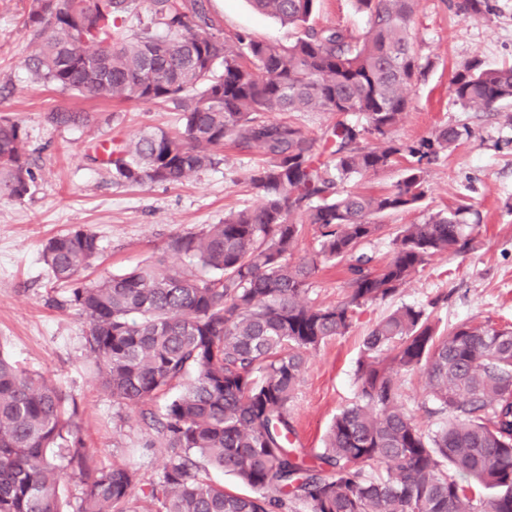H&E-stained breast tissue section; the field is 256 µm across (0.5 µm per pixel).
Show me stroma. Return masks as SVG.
<instances>
[{"label":"stroma","mask_w":512,"mask_h":512,"mask_svg":"<svg viewBox=\"0 0 512 512\" xmlns=\"http://www.w3.org/2000/svg\"><path fill=\"white\" fill-rule=\"evenodd\" d=\"M456 2L416 4L414 33L432 67L412 92L394 137L413 143L444 126L469 127L472 136L429 165L424 199L414 209L383 217L382 229L363 250L387 258L401 226L462 197L481 222L469 251L432 257L397 295L362 309L346 335L311 353L289 405L291 443L311 455L320 452L333 418L358 394L357 361L369 327L398 306L435 303L433 319L444 333L464 322L512 325V121L502 112L465 110L448 93L454 73L472 59L492 67L512 63V0H487L478 19L458 14ZM30 5L0 0V116L26 130L36 176L23 198L0 199V354L62 389L89 465L124 464L148 483L161 476L166 453L145 447L151 431L141 406L114 400L99 386L84 347L83 320L68 303L67 285L57 283L44 264L43 245L78 227L96 234L101 251L82 274L88 283L146 264L161 271L189 268L168 242L254 206L257 198L244 177L261 156L225 148L221 164L176 187L114 183L92 160L99 142L125 144L145 130H177L182 110L165 102L87 100L34 80L29 65L38 43L25 28ZM209 7L229 32L281 42L297 35L258 13L250 0H210ZM56 107L94 112L99 120L84 128H54L45 116ZM348 290L342 266L325 263L307 297L328 304Z\"/></svg>","instance_id":"stroma-1"}]
</instances>
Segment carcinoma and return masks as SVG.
Masks as SVG:
<instances>
[{
    "label": "carcinoma",
    "mask_w": 512,
    "mask_h": 512,
    "mask_svg": "<svg viewBox=\"0 0 512 512\" xmlns=\"http://www.w3.org/2000/svg\"><path fill=\"white\" fill-rule=\"evenodd\" d=\"M251 2L301 35L279 43L227 33L208 0H32L25 26L39 41L38 80L84 98L183 110L179 131H147L112 149L113 181L181 184L224 161L226 143L262 162L245 175L255 206L169 242L203 274L144 266L83 285L97 236L75 228L48 239L43 262L74 284L69 304L85 317L101 386L147 406L167 463L132 500L138 472L90 467L63 393L0 354V512H512V327L462 323L443 336L424 307L396 308L364 336L357 398L334 418L322 451L305 457L289 447V403L309 354L433 256L464 251L479 215L461 199L404 225L388 261L360 252L381 230L378 218L422 201L423 159L471 136L462 126L416 145L392 139L430 65L413 49L416 0H354L362 33L308 25L317 0ZM485 8L486 0L457 3L466 17ZM129 16L138 28L126 35L118 20ZM449 92L464 109L498 112L512 103V65L473 60ZM270 112H334L336 122L317 142ZM46 120L60 128L97 117L59 107ZM401 158L404 174L391 187L341 189ZM33 182L27 133L0 117V195L21 198ZM307 224L318 256L347 262L349 293L334 304L307 300L316 259L293 260ZM414 370L424 375L425 412L441 420L435 430L400 401L397 376ZM70 466L85 486L73 509L59 492ZM210 468L249 492L213 482Z\"/></svg>",
    "instance_id": "1"
}]
</instances>
